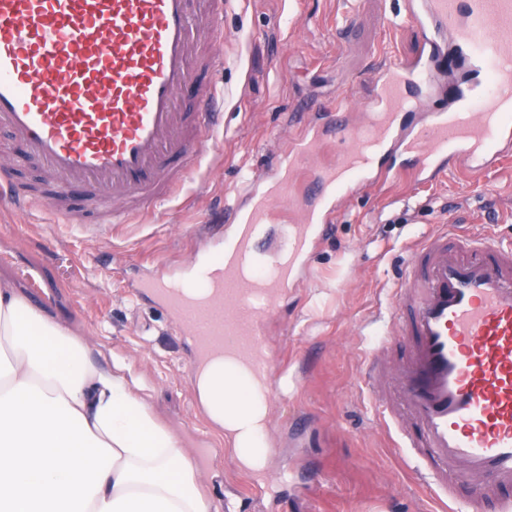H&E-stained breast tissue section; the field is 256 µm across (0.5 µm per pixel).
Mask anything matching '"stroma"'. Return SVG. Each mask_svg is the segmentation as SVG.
I'll return each mask as SVG.
<instances>
[{
    "label": "stroma",
    "mask_w": 512,
    "mask_h": 512,
    "mask_svg": "<svg viewBox=\"0 0 512 512\" xmlns=\"http://www.w3.org/2000/svg\"><path fill=\"white\" fill-rule=\"evenodd\" d=\"M403 0H232L212 49L226 56L224 128L169 201L100 234L56 223L47 207L0 213V282L77 337L100 365H122L132 390L182 440L212 512H441L404 466L362 378L380 341L410 244L455 220L512 243V164L415 187L387 182L347 197L271 316L266 474L239 468L223 432L200 419L191 353L172 319L141 300L151 264L186 268L223 242L242 186L284 164L311 109L344 97L361 119L383 54L416 55ZM262 487V496L242 485Z\"/></svg>",
    "instance_id": "obj_1"
}]
</instances>
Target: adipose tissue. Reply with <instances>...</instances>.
I'll list each match as a JSON object with an SVG mask.
<instances>
[{
  "label": "adipose tissue",
  "instance_id": "adipose-tissue-1",
  "mask_svg": "<svg viewBox=\"0 0 512 512\" xmlns=\"http://www.w3.org/2000/svg\"><path fill=\"white\" fill-rule=\"evenodd\" d=\"M196 392L240 468L262 474L268 388L216 364ZM178 435L119 372L0 284V512H209Z\"/></svg>",
  "mask_w": 512,
  "mask_h": 512
}]
</instances>
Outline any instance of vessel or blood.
<instances>
[{
  "instance_id": "vessel-or-blood-1",
  "label": "vessel or blood",
  "mask_w": 512,
  "mask_h": 512,
  "mask_svg": "<svg viewBox=\"0 0 512 512\" xmlns=\"http://www.w3.org/2000/svg\"><path fill=\"white\" fill-rule=\"evenodd\" d=\"M228 2L0 0V128L21 144L0 171V203L46 202L62 223L103 232L169 199L190 148L223 124L224 60L202 50L197 30L217 28ZM404 13L420 50L380 68L362 125L329 119L293 138L288 174L246 185L231 241L194 280H140L139 294L189 337L194 365L230 354L269 378L264 318L338 201L394 178L385 159L411 155L403 176L422 184L512 158V0H404ZM451 49L459 76L448 92ZM325 135L341 148L320 167ZM32 161L43 184L20 188L13 172ZM298 177L313 179L316 200L290 214L287 248L260 258L270 200L291 197ZM394 340L405 344L396 360ZM365 379L384 385L377 419L396 427V451L450 512H512V244L452 223L417 240Z\"/></svg>"
}]
</instances>
